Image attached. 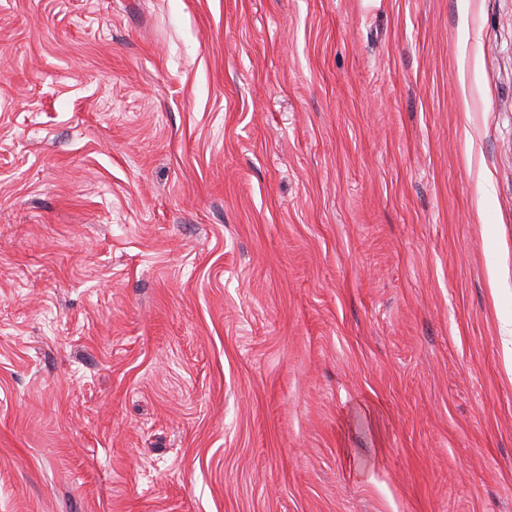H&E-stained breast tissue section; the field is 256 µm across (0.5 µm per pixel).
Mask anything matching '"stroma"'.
Masks as SVG:
<instances>
[{
    "label": "stroma",
    "mask_w": 512,
    "mask_h": 512,
    "mask_svg": "<svg viewBox=\"0 0 512 512\" xmlns=\"http://www.w3.org/2000/svg\"><path fill=\"white\" fill-rule=\"evenodd\" d=\"M512 0H0V512H512Z\"/></svg>",
    "instance_id": "35a3bbf8"
}]
</instances>
